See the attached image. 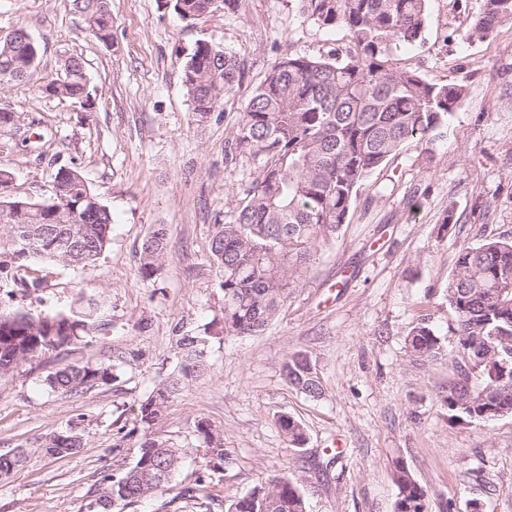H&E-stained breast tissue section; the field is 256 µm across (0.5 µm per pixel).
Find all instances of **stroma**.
<instances>
[{"mask_svg": "<svg viewBox=\"0 0 512 512\" xmlns=\"http://www.w3.org/2000/svg\"><path fill=\"white\" fill-rule=\"evenodd\" d=\"M482 0H429L423 43L394 54L397 69L466 94L427 143H407L362 186L346 224L318 242L308 271L266 330H224V290L210 253L214 225L257 176L252 160L225 146L254 89L286 53L324 56L346 47L344 30L319 28L298 0H244L182 21L159 0H112V42L91 38L69 0H0V39L24 26L41 46L31 76L0 87V108L18 119L0 128V170L12 194L44 201L58 169L78 168L112 213L109 244L95 267L55 266L50 285L19 305L72 311L82 295L109 312L95 335L50 351L0 378V453L26 448V466L0 482V512H88L101 472L136 460L137 407L176 372V340L209 339L208 367L173 400L154 438L184 449L161 496L125 512H225L266 478L297 480L306 512H394L395 465L428 493V512H512V414L482 425L453 422L440 397L454 372L455 316L442 294L460 249L512 237V26L458 40ZM207 40L245 65L239 87L206 121L192 111L182 62ZM81 56L92 109L41 94L62 59ZM451 228H444L446 216ZM166 225L169 250L157 279L138 276L143 240ZM444 353L419 366L406 338L419 319ZM306 354L322 383L312 398L282 375L288 355ZM114 364L111 384L71 395L45 376L74 364ZM288 415L307 441L292 448L278 420ZM207 420L230 454L211 471L197 433ZM78 425L79 452L50 458L39 443ZM206 476L204 496L184 489Z\"/></svg>", "mask_w": 512, "mask_h": 512, "instance_id": "35a3bbf8", "label": "stroma"}]
</instances>
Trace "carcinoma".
I'll return each instance as SVG.
<instances>
[{
  "label": "carcinoma",
  "mask_w": 512,
  "mask_h": 512,
  "mask_svg": "<svg viewBox=\"0 0 512 512\" xmlns=\"http://www.w3.org/2000/svg\"><path fill=\"white\" fill-rule=\"evenodd\" d=\"M316 25L347 32L351 50L326 57L287 54L272 65L255 89L234 127L226 158H250L259 164L256 180L244 190L229 220L214 225L210 252L224 288V330L238 336L263 332L280 311L289 290L304 276L319 239H328L346 223L361 186L409 141L429 139L464 96V86L434 83L415 71L389 65L394 50L423 41L428 0H299ZM243 0H162V6L191 20L216 10L235 12ZM92 37L112 42L111 0H71ZM503 24L512 25V0H483L472 24L460 31L463 41L483 39ZM39 43L30 46L9 36L0 41V85L28 77ZM75 55L63 60L62 76L46 78L41 94L93 105ZM184 85L198 121L208 118L224 97L242 83L244 66L237 55L201 40L182 65ZM61 200L31 202L8 193L0 179V281L14 299V287L36 292L47 283V270L36 263L82 269L105 251L112 214L76 168H61L54 179ZM169 250L166 225L157 224L140 252L139 276L161 274ZM443 293L456 316L455 350L481 355L477 370L458 358L457 377L448 381L443 401L454 421L481 424L496 413L512 414V237L464 246ZM85 317L58 312L34 316L0 307V377L49 351L68 348L80 334L97 331L90 317L104 312L98 299H87ZM208 340L186 335L177 341L180 374L156 386L138 404L137 418L150 429L167 411L185 381L206 369ZM414 361L426 364L442 352L440 337L421 319L409 332ZM288 383L300 392L321 394L317 373L302 353L283 366ZM113 365H70L46 375L54 393L73 394L108 384ZM293 447L306 437L293 418L279 420ZM209 466L224 470V435L201 421ZM47 439L38 451L63 458L83 447L82 435ZM29 449L0 454V480L26 462ZM183 457V449L144 434L133 466L102 476L91 512H123L142 499L163 495ZM395 512H427V492L408 468L396 466ZM227 512H306L298 482L274 477L232 501Z\"/></svg>",
  "instance_id": "carcinoma-1"
}]
</instances>
